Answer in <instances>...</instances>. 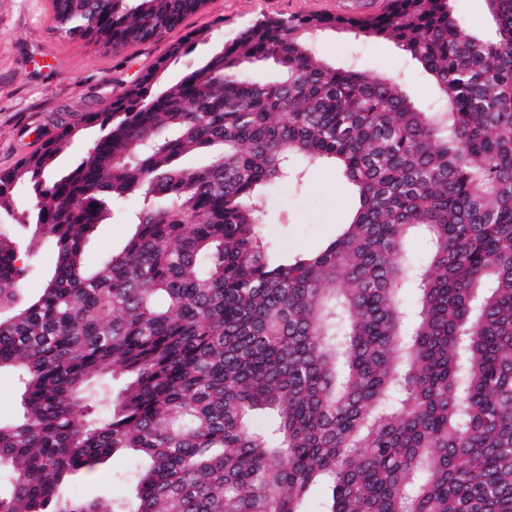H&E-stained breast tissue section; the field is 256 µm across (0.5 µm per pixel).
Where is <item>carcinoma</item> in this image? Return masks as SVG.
I'll list each match as a JSON object with an SVG mask.
<instances>
[{
  "label": "carcinoma",
  "instance_id": "1",
  "mask_svg": "<svg viewBox=\"0 0 512 512\" xmlns=\"http://www.w3.org/2000/svg\"><path fill=\"white\" fill-rule=\"evenodd\" d=\"M53 2L68 37L118 50L204 0ZM485 3L481 34L452 0L257 21L170 82L165 58L59 117L0 170V370L22 384V414L0 420V512H303L315 483L322 512H512V0ZM336 28L396 42L441 107L318 59L312 37ZM292 162L335 166L357 203L290 256L264 241L259 198ZM129 196L133 236L86 263ZM42 234L56 258L30 296ZM107 376L129 382L89 388ZM119 450L147 460L135 500L72 495Z\"/></svg>",
  "mask_w": 512,
  "mask_h": 512
}]
</instances>
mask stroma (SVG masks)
<instances>
[{
  "label": "stroma",
  "instance_id": "obj_1",
  "mask_svg": "<svg viewBox=\"0 0 512 512\" xmlns=\"http://www.w3.org/2000/svg\"><path fill=\"white\" fill-rule=\"evenodd\" d=\"M389 0H204L175 29L157 40L112 50L100 43L65 38L54 21L52 0H0V169L38 150L53 134L60 112L101 108L141 73L169 56L173 45L192 31L209 30L212 43L228 41L261 18L307 15L365 17L382 13ZM222 28H214L215 19ZM328 63L352 60L360 69L403 78L407 94L419 107L433 106L431 80L418 72L392 41L357 39L343 31H326L315 43ZM269 215L261 233L279 251L294 254L320 248L346 222L351 201L335 174L309 169L302 180L287 179L262 198ZM138 203L127 199L107 223L99 225L85 246L88 262L122 249L135 227L127 221ZM134 454L116 452L89 475L87 492L131 500Z\"/></svg>",
  "mask_w": 512,
  "mask_h": 512
}]
</instances>
